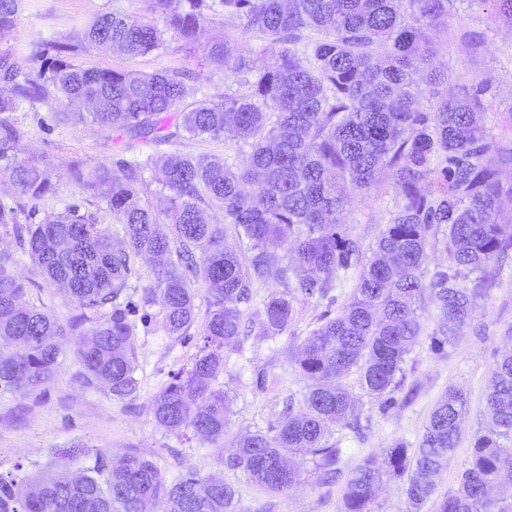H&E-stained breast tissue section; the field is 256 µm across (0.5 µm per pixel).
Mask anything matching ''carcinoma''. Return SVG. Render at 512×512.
I'll list each match as a JSON object with an SVG mask.
<instances>
[{
	"label": "carcinoma",
	"mask_w": 512,
	"mask_h": 512,
	"mask_svg": "<svg viewBox=\"0 0 512 512\" xmlns=\"http://www.w3.org/2000/svg\"><path fill=\"white\" fill-rule=\"evenodd\" d=\"M205 0L166 17V29L192 39ZM450 0H220L224 14L278 47L260 70L239 53L236 39L207 46L211 63L230 72L250 93H224L183 113L181 128L192 137L234 140L248 147L242 158L205 164L179 153L163 159L166 206L142 202L139 185L148 163L121 159L115 168L81 170L78 178L96 191L118 227L96 224L69 206L38 224H22L25 204L0 206V224L11 227L19 249L45 280L81 310L59 322L43 306L22 304L26 293L14 273L12 254L0 252V387L25 392L50 381L68 337L80 336L75 354L87 380L106 384L119 397L137 389L131 356L133 326L122 301L135 258L153 261L149 304L162 300L161 326L180 336L197 319L195 283L207 286L204 349L186 373L173 377L154 397L156 421L172 432L190 429L211 440L224 436L230 411L214 382L224 351L244 332L240 305L255 283L273 280L284 292L263 304L259 335L276 336L293 319L298 297L334 303L333 291L354 282L350 299L303 343L296 359L311 380L302 407L279 418L270 433L238 444L227 465L243 470L256 486L284 492L302 481L291 461L311 454L325 474L342 449L326 443L328 425L354 416L355 399L344 379L359 374L367 394L383 409L404 380L403 365L423 330L416 303L430 292L443 321L429 335L436 351L454 341L470 322L477 298L494 284L485 275L493 259L512 251V147H496L478 125L490 89L486 80L463 84L451 95L436 91L448 76L436 66L438 47L429 31L448 18ZM19 0H0V31L13 26ZM164 29V30H166ZM164 30L138 16L106 13L86 33L102 49L135 57L160 49ZM52 49L77 51L65 41H42L31 63ZM0 81L22 100L54 93L93 105L102 128L162 139L161 115L187 96L183 74L73 69L59 63L53 76L32 67L23 72L0 57ZM432 100L421 102L424 87ZM17 133L0 123V178L21 196L55 191L47 170L18 155ZM391 180L392 207L374 245L364 247L342 218L350 196L367 191L378 172ZM224 210V223L249 242L244 258L225 241L224 228L208 210ZM442 235L448 267L425 280L430 240ZM289 246V260L272 266L269 242ZM482 273L473 287L468 275ZM88 327H83V324ZM463 393L448 390L434 409L414 452L398 441L386 449L388 472L408 475L404 494L414 509L436 490L435 477L459 442ZM493 427L476 436L458 488L439 512H512L500 497L503 474H512V355L492 371L486 396ZM63 456L89 466L75 476L61 468L33 483L0 476V512H235L232 486L190 473L168 483L139 456L114 464L98 451L69 449ZM382 473L365 458L350 473L343 512H370Z\"/></svg>",
	"instance_id": "obj_1"
}]
</instances>
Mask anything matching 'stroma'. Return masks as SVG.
Listing matches in <instances>:
<instances>
[{
	"label": "stroma",
	"instance_id": "1",
	"mask_svg": "<svg viewBox=\"0 0 512 512\" xmlns=\"http://www.w3.org/2000/svg\"><path fill=\"white\" fill-rule=\"evenodd\" d=\"M207 2V20L195 38L187 40L169 31L161 49L131 57L85 45L84 32L105 12L163 24L165 16L152 0H21L14 27L0 32V54H10L25 71L31 66L32 42L66 41L78 47L66 59L74 67L137 73L177 70L189 77L186 104L218 101L225 92L237 91L238 86L232 76L206 60L203 48L207 43L232 33L241 52L259 68L273 51L267 42L243 33L239 20L226 17L219 0ZM448 9V26L433 33L439 45L436 63L447 70L449 87L475 77L490 81L492 89L485 97L481 119L490 135L502 137V120L512 107V27L499 19L491 0H451ZM465 33L474 40L475 49L461 48L460 37ZM88 112V104L49 97L18 102L15 111L0 116L16 128L20 156L41 161L55 186L52 194L26 200L29 223H39L50 213L76 205L81 212L93 215L96 223L106 227L114 224L97 193L78 180L76 172L80 169L99 165L111 168L122 158L143 161L172 152L197 160L239 154L234 141L196 138L180 131L182 111L178 108L166 113L162 121L171 133L165 142L101 128ZM391 197L384 179L370 192L353 196L345 220L363 244H371L379 236ZM0 251L13 255L14 270L27 287L28 301L44 305L62 322L78 314V306L43 280L29 256L19 251L13 236L1 228ZM150 268L148 259H137L124 296L136 324L132 349L137 366L136 393L120 400L103 383L87 381L71 352L61 358L50 382L23 395L0 388V474L18 472L34 477L51 473L57 467L56 453L78 446L97 449L115 461L129 455L146 458L169 482L191 471L204 479L224 481L237 491L236 512H342L343 481L322 483L311 455L297 454L303 480L282 493L261 490L242 470L228 468L225 461L240 437L268 432L289 397L307 391L310 382L296 369L293 358L323 315L336 313L339 305L346 303V296H339L333 305L315 298L297 299L293 320L285 332L265 337L252 331L225 350L224 370L216 385L226 392L230 413L223 439L209 441L189 431L170 432L154 418V395L176 374L191 368L203 342L201 323H194L186 335H168L160 324V303H143ZM487 269L495 277V286L479 298L473 321L453 344L441 352L431 349L428 334L436 327L439 313L432 299L423 297L420 314L425 333L406 357L404 388L396 392L395 404L381 409L377 399L361 389L357 375H350L346 383L357 400L362 431L356 434L338 425L331 427L327 436L328 443L340 442L348 449L340 462L343 473H350L368 456L384 463L387 448L395 442L417 448L438 400L448 387L462 389L467 405L458 446L437 478L435 494L420 512H437L442 497L457 488L474 438L490 426L486 395L492 370L501 355L512 350V256L491 261Z\"/></svg>",
	"mask_w": 512,
	"mask_h": 512
}]
</instances>
